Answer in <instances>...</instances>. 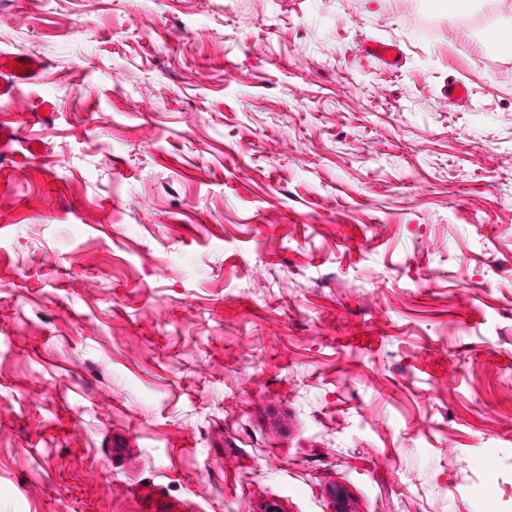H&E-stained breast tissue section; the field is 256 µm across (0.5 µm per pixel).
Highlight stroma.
Returning a JSON list of instances; mask_svg holds the SVG:
<instances>
[{"instance_id": "obj_1", "label": "stroma", "mask_w": 512, "mask_h": 512, "mask_svg": "<svg viewBox=\"0 0 512 512\" xmlns=\"http://www.w3.org/2000/svg\"><path fill=\"white\" fill-rule=\"evenodd\" d=\"M507 17L0 0V512H512ZM364 51L369 56L392 64L401 54L400 46L395 42L373 41L364 47ZM16 63L25 65L21 72L16 70ZM42 69V63L35 59H24L13 53H0L1 89L0 102L7 101L15 87L28 81ZM7 76V78H5Z\"/></svg>"}]
</instances>
